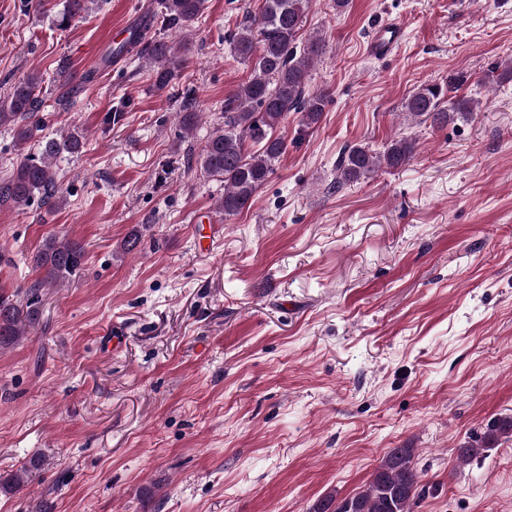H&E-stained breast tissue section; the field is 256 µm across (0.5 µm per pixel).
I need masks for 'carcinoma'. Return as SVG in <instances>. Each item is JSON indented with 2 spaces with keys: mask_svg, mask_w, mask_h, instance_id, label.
<instances>
[{
  "mask_svg": "<svg viewBox=\"0 0 512 512\" xmlns=\"http://www.w3.org/2000/svg\"><path fill=\"white\" fill-rule=\"evenodd\" d=\"M92 0H65L58 12L59 27H67L78 15L90 10ZM206 0H159L160 23L164 28H187L202 15ZM309 0H262L260 11L240 26L231 40L232 51L244 62L251 63L249 80L224 104V120L209 133L200 154V167L205 174L224 183V195L215 206L216 212L229 219L251 204L255 193L267 181L273 163L286 151L283 136L277 129L288 114H300V130L320 122L326 95L306 91L309 70L326 48L320 35L302 39V29ZM150 27L136 28L112 50V58L146 52L154 66V83L164 89L172 81L178 65V50L161 35L148 36ZM460 77L444 83H423L409 95L403 109L407 117L418 123L443 127L449 121L473 116L471 99L450 97L458 88ZM42 79L30 76L10 87L0 100V127L13 132L15 144L23 147L41 131L39 112L43 105ZM180 125L191 131L200 113L192 111L191 98H184ZM84 142L78 134L42 137L40 154L23 157L10 175L0 182V203L22 210L34 197H40L52 208L64 204L60 195L56 160L63 154L82 152ZM417 148L416 140L401 136L376 150L358 144L349 147L336 164V182H357L382 168L398 169L407 164ZM83 249L65 237L46 238L33 257L44 276L30 285L24 299L17 294H0V351L24 339L39 317L41 288L68 280L81 270ZM512 434V420L495 421L484 433L458 450L462 462L480 459L490 444L502 435ZM415 449L392 448L373 473L366 487L335 501L321 500L313 512H411L420 497L421 475L414 464Z\"/></svg>",
  "mask_w": 512,
  "mask_h": 512,
  "instance_id": "obj_1",
  "label": "carcinoma"
}]
</instances>
